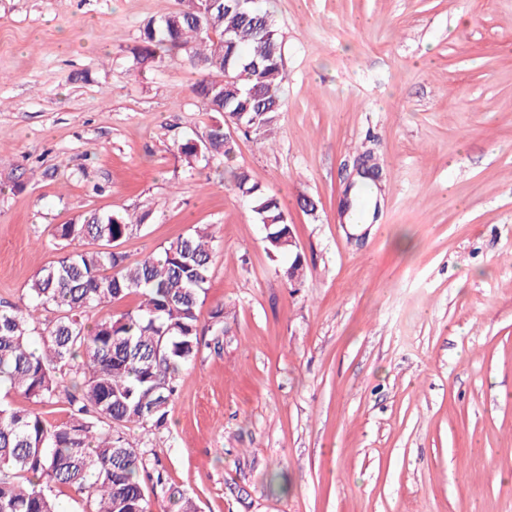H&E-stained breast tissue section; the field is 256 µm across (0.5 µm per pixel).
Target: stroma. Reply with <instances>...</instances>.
<instances>
[{"instance_id": "obj_1", "label": "stroma", "mask_w": 512, "mask_h": 512, "mask_svg": "<svg viewBox=\"0 0 512 512\" xmlns=\"http://www.w3.org/2000/svg\"><path fill=\"white\" fill-rule=\"evenodd\" d=\"M258 4L283 110L190 166L174 139L219 119L200 71L127 63L180 0H0V306L63 256L55 225L144 215L114 245L131 263L208 229L201 352L166 424L127 430L153 508L177 490L199 512H512V0ZM365 151L379 212L350 224ZM236 171L278 198L300 280Z\"/></svg>"}]
</instances>
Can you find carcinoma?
<instances>
[{"label":"carcinoma","instance_id":"obj_1","mask_svg":"<svg viewBox=\"0 0 512 512\" xmlns=\"http://www.w3.org/2000/svg\"><path fill=\"white\" fill-rule=\"evenodd\" d=\"M182 7L140 30L130 49L128 71L182 57L202 71L193 94L208 112L227 114L248 136L272 130L283 106L281 35L256 0H181ZM239 94L224 92L228 79ZM191 163L221 160L233 152L217 123L177 143ZM235 186L250 197L260 223L270 225L267 249L294 251L288 223L276 198L248 175ZM146 215L92 214L80 223L58 224L54 237L88 240L94 249L66 253L42 269L24 308L0 309V386L39 402L66 395L69 418L52 425L37 413L0 405V512H60L55 491L86 494L83 512H153L142 475L145 462L125 428L165 421L176 376L200 351L198 306L206 294L212 249L205 231L180 236L161 252L134 265L112 243L138 229ZM137 294V308L94 326L92 308ZM52 308L46 324L37 312ZM74 373L71 386L61 375Z\"/></svg>","mask_w":512,"mask_h":512}]
</instances>
